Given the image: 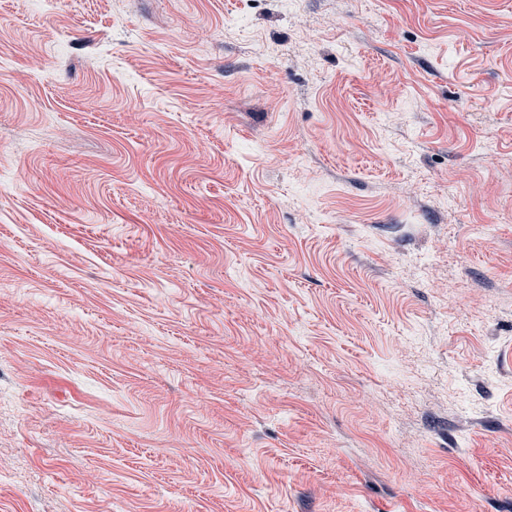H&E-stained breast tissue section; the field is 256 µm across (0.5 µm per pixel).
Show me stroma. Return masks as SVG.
I'll return each mask as SVG.
<instances>
[{
	"mask_svg": "<svg viewBox=\"0 0 512 512\" xmlns=\"http://www.w3.org/2000/svg\"><path fill=\"white\" fill-rule=\"evenodd\" d=\"M0 60V512H512V0H0Z\"/></svg>",
	"mask_w": 512,
	"mask_h": 512,
	"instance_id": "1",
	"label": "stroma"
}]
</instances>
